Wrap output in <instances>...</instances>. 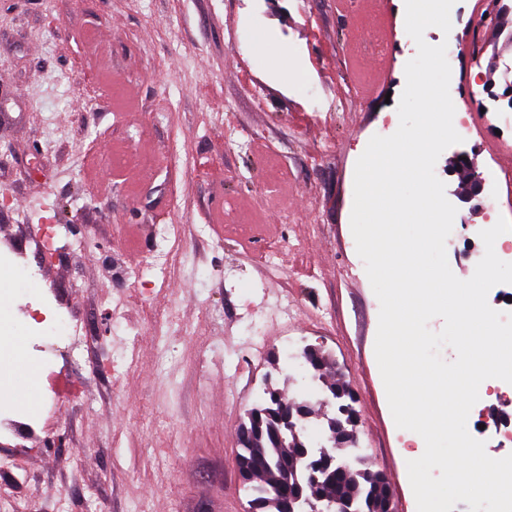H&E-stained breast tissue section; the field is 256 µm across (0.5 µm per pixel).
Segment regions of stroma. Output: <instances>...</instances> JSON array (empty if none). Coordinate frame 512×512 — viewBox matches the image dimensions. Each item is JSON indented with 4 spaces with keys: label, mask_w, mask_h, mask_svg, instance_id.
Listing matches in <instances>:
<instances>
[{
    "label": "stroma",
    "mask_w": 512,
    "mask_h": 512,
    "mask_svg": "<svg viewBox=\"0 0 512 512\" xmlns=\"http://www.w3.org/2000/svg\"><path fill=\"white\" fill-rule=\"evenodd\" d=\"M486 0H457L453 29L512 64L481 26ZM268 35L300 76L248 49ZM336 0H0V253L37 273L81 322L82 358L42 374L38 429L0 437L21 512H249L238 433L265 384L321 408L284 348H321L354 390L356 444L396 512H417L410 443L375 356L379 301L350 227L360 149L393 122L416 47L394 43L375 98L346 65ZM467 112H497L499 73L454 63ZM512 170V126L474 130L435 169L456 201V154ZM482 199L458 207L449 266L485 253ZM62 248L46 257L43 223ZM177 225L171 240L161 227ZM58 388L56 402L46 401Z\"/></svg>",
    "instance_id": "35a3bbf8"
}]
</instances>
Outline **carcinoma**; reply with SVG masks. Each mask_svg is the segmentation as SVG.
Instances as JSON below:
<instances>
[{
	"label": "carcinoma",
	"mask_w": 512,
	"mask_h": 512,
	"mask_svg": "<svg viewBox=\"0 0 512 512\" xmlns=\"http://www.w3.org/2000/svg\"><path fill=\"white\" fill-rule=\"evenodd\" d=\"M312 380L321 383L323 402L335 406L346 395L336 379H330L327 369L321 368L326 360L319 349L302 351ZM266 401L255 407L248 417L246 429L241 431L238 442L242 453L238 456L239 473L243 486L252 495L250 503L259 505L258 512H281L285 496L290 490H303L295 505L296 512H311L308 501L316 495L338 496L353 502V512H384L386 495L380 475L366 468L346 467L341 479L332 470L318 472L317 487L307 485L309 468L317 459V451L305 434L306 421L288 426L282 423L285 399L276 389L267 391ZM320 419L319 431L324 440L336 443V432L350 428L351 416L339 412L315 413Z\"/></svg>",
	"instance_id": "obj_1"
}]
</instances>
